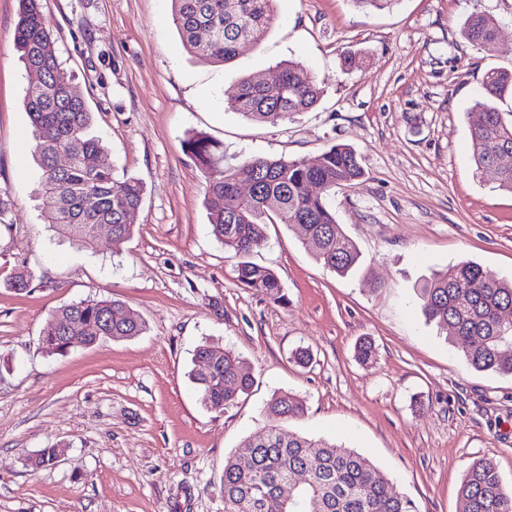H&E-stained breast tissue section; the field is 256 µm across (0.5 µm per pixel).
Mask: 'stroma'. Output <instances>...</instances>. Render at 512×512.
Instances as JSON below:
<instances>
[{"instance_id":"stroma-1","label":"stroma","mask_w":512,"mask_h":512,"mask_svg":"<svg viewBox=\"0 0 512 512\" xmlns=\"http://www.w3.org/2000/svg\"><path fill=\"white\" fill-rule=\"evenodd\" d=\"M40 3L114 178L138 179L143 200L119 246L103 231L86 248L47 223L24 106L34 76L14 43L19 2L0 0V195L12 201L0 216V512H224V459L268 424L280 390L305 404L288 431L355 449L416 512H460L481 458L511 490L512 375L471 368L424 323L414 288L463 258L512 277V193L477 169L470 135L486 73L512 69V0H277L266 39L226 64L183 46L171 0ZM475 13L499 25L494 52L461 33ZM288 60L322 90L312 110L270 125L224 103V89ZM191 131L241 160L313 162L351 145L364 176L331 204L361 265L337 275L272 224L251 259L275 271L287 304L238 285V256L208 229L205 181L183 146ZM17 268L34 272L32 292L6 288ZM86 298L123 302L145 332L44 356L52 313ZM364 338L375 356L361 362ZM205 340L240 353L254 377L221 414L187 377ZM299 347L310 364L294 360ZM50 446L59 462L31 471L27 457Z\"/></svg>"}]
</instances>
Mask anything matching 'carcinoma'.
<instances>
[{"label": "carcinoma", "instance_id": "1", "mask_svg": "<svg viewBox=\"0 0 512 512\" xmlns=\"http://www.w3.org/2000/svg\"><path fill=\"white\" fill-rule=\"evenodd\" d=\"M276 0H172L174 21L186 48L211 63L233 59L240 43L260 44L275 20ZM211 33L208 42L199 32ZM465 38L490 53L498 39L496 20L485 14L469 16ZM15 45L25 67L38 73L29 85L25 109L33 128V157L40 169L39 190L51 201L49 223L62 236L82 245L94 242L93 228L112 225V242L120 245L132 233L143 188L134 178L117 181L102 140L90 132L91 112L71 93V78L57 55L55 42L40 10V0H20ZM322 90L299 61L281 63L272 81L244 78L224 89L229 108L258 123L277 124L313 109ZM512 97V71L490 70L483 99L476 102L471 128L473 159L479 169L512 150V119L498 102ZM205 179L211 234L241 258L240 284L269 299L288 302L277 274L250 256L266 244L268 224L295 229L303 246L327 269L344 276L361 261L356 244L337 224L330 192L362 176L356 151L337 144L325 151L318 166L300 158L255 156L238 163L224 158V146L199 131L184 141ZM64 153L70 166L58 168ZM253 178L258 193L231 206L238 181ZM317 185L311 193L307 185ZM33 272L19 268L5 285L19 294L30 292ZM427 323L445 330L462 349L466 363L480 371L512 375V280L495 279L471 260L463 259L423 279L416 288ZM53 318L65 321V338L49 328L39 348L48 356L88 349L109 339H133L145 332L141 317L115 300L86 298L57 309ZM189 379L207 409L221 413L248 394L253 376L242 356L231 348L204 341L193 353ZM271 423L245 439L224 462L220 491L224 512H414L410 499L397 493L389 479L362 454L323 439L285 434L283 425L301 418L303 400L280 391L267 403ZM56 447L42 448L27 458L34 470L49 466ZM251 458L243 467L239 459ZM304 472L307 481L280 499L279 484L291 473ZM462 512H512V491L504 489L491 459H479L466 471L460 489Z\"/></svg>", "mask_w": 512, "mask_h": 512}]
</instances>
